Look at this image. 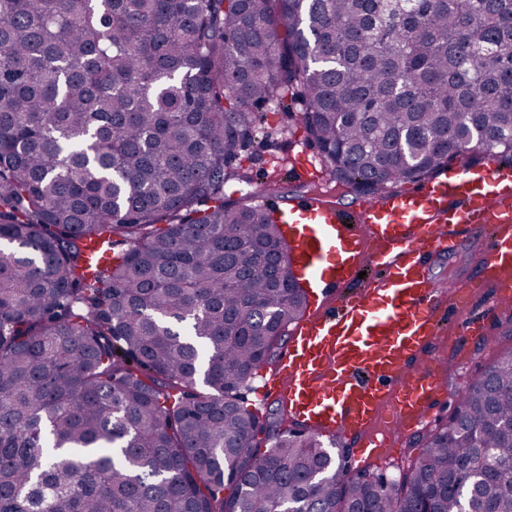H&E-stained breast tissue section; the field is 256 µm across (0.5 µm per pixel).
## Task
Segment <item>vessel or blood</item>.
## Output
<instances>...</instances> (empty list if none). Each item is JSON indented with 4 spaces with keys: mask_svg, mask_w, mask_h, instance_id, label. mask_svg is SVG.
Returning <instances> with one entry per match:
<instances>
[{
    "mask_svg": "<svg viewBox=\"0 0 512 512\" xmlns=\"http://www.w3.org/2000/svg\"><path fill=\"white\" fill-rule=\"evenodd\" d=\"M290 245L321 295L354 281L363 257L371 273L361 293L300 320L259 395L319 433L352 439L387 461L391 430L425 425L448 395L431 350L441 324L478 321L429 276L431 258L457 243L456 228L484 236L471 280L492 285L487 300L512 303V167H454L441 179L344 211L308 195L288 206Z\"/></svg>",
    "mask_w": 512,
    "mask_h": 512,
    "instance_id": "vessel-or-blood-1",
    "label": "vessel or blood"
}]
</instances>
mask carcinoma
<instances>
[{
    "mask_svg": "<svg viewBox=\"0 0 512 512\" xmlns=\"http://www.w3.org/2000/svg\"><path fill=\"white\" fill-rule=\"evenodd\" d=\"M298 100L344 195L512 166V0H0V512H512V352L391 484L238 400L308 305L241 165Z\"/></svg>",
    "mask_w": 512,
    "mask_h": 512,
    "instance_id": "cac0c4a2",
    "label": "carcinoma"
}]
</instances>
